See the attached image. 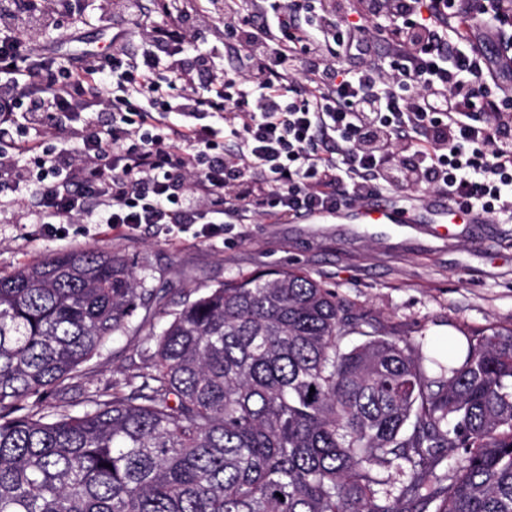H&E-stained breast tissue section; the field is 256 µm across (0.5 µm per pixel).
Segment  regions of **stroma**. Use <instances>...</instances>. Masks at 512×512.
I'll return each mask as SVG.
<instances>
[{
	"instance_id": "1",
	"label": "stroma",
	"mask_w": 512,
	"mask_h": 512,
	"mask_svg": "<svg viewBox=\"0 0 512 512\" xmlns=\"http://www.w3.org/2000/svg\"><path fill=\"white\" fill-rule=\"evenodd\" d=\"M111 16L90 17L77 36L54 35L55 55L112 52ZM25 206L0 212V272L9 273L66 250L95 247L129 257L149 288L163 290L164 311L180 308L197 290L264 270L300 269L332 289L353 311L389 333L426 343L445 342L494 327L512 329V223L461 224L453 234L424 219L416 224H361L353 214L318 222L237 224L204 240L193 229L170 234L141 226L119 233L105 224L66 225L65 237L29 223ZM151 342L130 331L111 342L81 377L66 386L71 404L86 389H107L147 364Z\"/></svg>"
}]
</instances>
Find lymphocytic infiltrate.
<instances>
[{"label": "lymphocytic infiltrate", "instance_id": "f902f5d3", "mask_svg": "<svg viewBox=\"0 0 512 512\" xmlns=\"http://www.w3.org/2000/svg\"><path fill=\"white\" fill-rule=\"evenodd\" d=\"M168 3L100 59L24 40L78 31L64 0H0V210L34 183L29 214L54 236L85 220L212 238L416 191L512 223V57L476 41L512 28L507 0ZM213 18L222 36L200 48Z\"/></svg>", "mask_w": 512, "mask_h": 512}]
</instances>
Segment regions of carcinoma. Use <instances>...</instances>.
Here are the masks:
<instances>
[{
	"instance_id": "cac0c4a2",
	"label": "carcinoma",
	"mask_w": 512,
	"mask_h": 512,
	"mask_svg": "<svg viewBox=\"0 0 512 512\" xmlns=\"http://www.w3.org/2000/svg\"><path fill=\"white\" fill-rule=\"evenodd\" d=\"M162 300L98 250L0 273V512H512V330L416 345L297 269ZM140 309L141 381L74 410Z\"/></svg>"
}]
</instances>
